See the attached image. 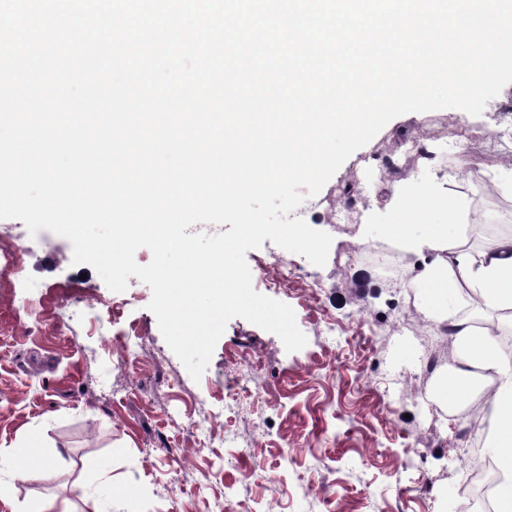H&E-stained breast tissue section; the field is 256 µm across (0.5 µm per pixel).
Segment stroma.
I'll return each instance as SVG.
<instances>
[{"label":"stroma","mask_w":512,"mask_h":512,"mask_svg":"<svg viewBox=\"0 0 512 512\" xmlns=\"http://www.w3.org/2000/svg\"><path fill=\"white\" fill-rule=\"evenodd\" d=\"M498 119L489 108L411 112L353 153L300 206L342 209L345 184L360 191L358 223L323 227L333 238L325 266L268 239L246 253L255 291L293 308L307 345L286 351L277 335L235 317L197 381L164 340L146 284L132 276L126 291L113 292L90 265L73 264L64 237L0 220V243L23 254L21 268L0 273V449L31 447L51 473L16 483L0 512L70 498L101 469L112 478V512H216L227 500L237 512H463L461 464L487 437L462 438L435 379L420 377L433 349L450 369L455 342L440 336L412 277L396 284L375 264L339 256L394 249L383 227L391 221L385 188L396 182L448 191L463 201L465 224L512 226V193L488 187L492 174L512 170V151L488 138ZM442 133L458 134V145L432 169L404 156L406 141ZM386 153L398 154L401 168L382 176L376 165ZM282 255L288 284L266 287L265 271ZM97 307L110 311L108 333L99 331ZM328 314L341 340L330 336ZM132 327L144 338L134 363L122 351ZM249 358L262 368L245 381L236 367ZM235 393L239 408L213 422L210 441L172 427V415L208 417L211 404ZM228 432L239 442L225 443ZM410 456L419 469L405 467ZM421 480L433 497L419 495Z\"/></svg>","instance_id":"obj_1"}]
</instances>
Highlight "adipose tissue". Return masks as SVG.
Wrapping results in <instances>:
<instances>
[{
    "label": "adipose tissue",
    "mask_w": 512,
    "mask_h": 512,
    "mask_svg": "<svg viewBox=\"0 0 512 512\" xmlns=\"http://www.w3.org/2000/svg\"><path fill=\"white\" fill-rule=\"evenodd\" d=\"M395 222L431 209L448 211L459 220L460 206L446 192L393 190L389 202ZM414 253L435 252L436 257L415 280L425 305L453 310L459 288L476 294L484 304L496 310H512V239H506L492 251L473 252L454 244L447 225H429L422 240H404ZM458 343L450 374L437 383L440 398L459 403L471 385L481 379L496 382L489 397L488 446L497 459L502 480L497 488V512H512V350L504 348L497 336L481 331L464 319L457 322Z\"/></svg>",
    "instance_id": "1"
}]
</instances>
